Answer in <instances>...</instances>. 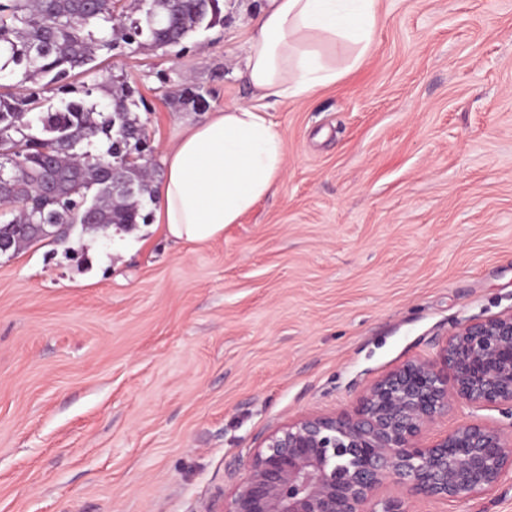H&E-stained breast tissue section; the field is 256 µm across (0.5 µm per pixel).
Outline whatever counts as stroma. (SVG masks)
Wrapping results in <instances>:
<instances>
[{"label": "stroma", "mask_w": 512, "mask_h": 512, "mask_svg": "<svg viewBox=\"0 0 512 512\" xmlns=\"http://www.w3.org/2000/svg\"><path fill=\"white\" fill-rule=\"evenodd\" d=\"M113 51L154 149L251 102L250 22ZM286 170L202 243L74 228L0 255V512H215L276 426L512 310V0H379L367 63L270 107ZM420 512H512L489 495Z\"/></svg>", "instance_id": "stroma-1"}]
</instances>
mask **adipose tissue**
Wrapping results in <instances>:
<instances>
[{
	"mask_svg": "<svg viewBox=\"0 0 512 512\" xmlns=\"http://www.w3.org/2000/svg\"><path fill=\"white\" fill-rule=\"evenodd\" d=\"M377 7L378 0H269L254 22L246 55L258 104L230 106L188 124L166 146L154 224L171 238L205 243L270 194L285 171L286 154L265 100L305 99L361 68ZM340 44L353 47L341 66Z\"/></svg>",
	"mask_w": 512,
	"mask_h": 512,
	"instance_id": "1",
	"label": "adipose tissue"
}]
</instances>
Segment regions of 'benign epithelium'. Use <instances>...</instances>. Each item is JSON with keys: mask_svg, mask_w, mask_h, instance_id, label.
Instances as JSON below:
<instances>
[{"mask_svg": "<svg viewBox=\"0 0 512 512\" xmlns=\"http://www.w3.org/2000/svg\"><path fill=\"white\" fill-rule=\"evenodd\" d=\"M456 405L512 418V311L458 324L434 359L403 363L349 410L277 426L224 491V512H414L489 494L512 473V435L471 420L426 440Z\"/></svg>", "mask_w": 512, "mask_h": 512, "instance_id": "1", "label": "benign epithelium"}]
</instances>
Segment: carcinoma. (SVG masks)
Returning <instances> with one entry per match:
<instances>
[{"label": "carcinoma", "mask_w": 512, "mask_h": 512, "mask_svg": "<svg viewBox=\"0 0 512 512\" xmlns=\"http://www.w3.org/2000/svg\"><path fill=\"white\" fill-rule=\"evenodd\" d=\"M219 0H0V172L15 185L0 197V238L12 251L46 238L64 240L76 225L104 230L146 224L153 199L141 158L149 151L135 90L120 81L74 80L105 68L100 54L121 45L176 47L215 21ZM101 92L104 106L86 98ZM185 106L203 111L206 96L186 87ZM115 171L97 164L102 155ZM135 188L113 192L112 178Z\"/></svg>", "instance_id": "1"}]
</instances>
